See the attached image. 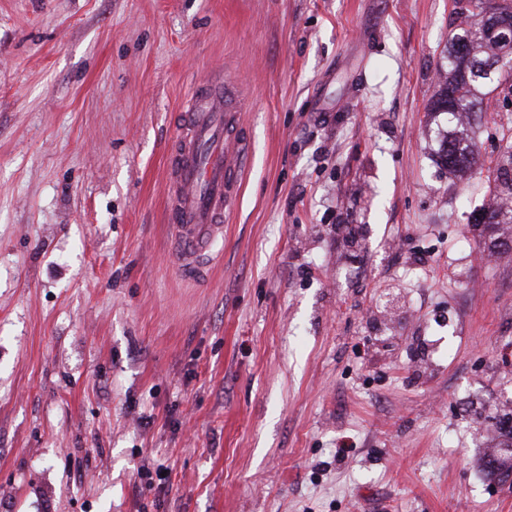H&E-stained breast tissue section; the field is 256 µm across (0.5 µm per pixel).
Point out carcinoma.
Segmentation results:
<instances>
[{"label": "carcinoma", "mask_w": 512, "mask_h": 512, "mask_svg": "<svg viewBox=\"0 0 512 512\" xmlns=\"http://www.w3.org/2000/svg\"><path fill=\"white\" fill-rule=\"evenodd\" d=\"M489 3L490 0H468L467 6L460 8L462 23L477 16L481 17V22L451 35L448 69L439 75L438 91L430 108L432 112L448 114V134L440 141L437 163L455 176L470 172L477 164L478 155L469 129L476 118L489 110L485 101L497 90L507 96L512 94V66L496 72L491 79L486 76L475 78L476 66L497 57L501 50L499 41L489 36L486 30ZM494 195L512 199L511 145L506 146L496 163ZM473 221L489 232L491 246H501V236L512 229V206L500 202L490 204L477 212ZM497 425L502 441L497 444L496 454L488 460L487 468L491 474H509L512 460L505 449L512 447V413L503 414Z\"/></svg>", "instance_id": "cac0c4a2"}]
</instances>
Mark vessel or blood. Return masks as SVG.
Returning a JSON list of instances; mask_svg holds the SVG:
<instances>
[{
    "label": "vessel or blood",
    "mask_w": 512,
    "mask_h": 512,
    "mask_svg": "<svg viewBox=\"0 0 512 512\" xmlns=\"http://www.w3.org/2000/svg\"><path fill=\"white\" fill-rule=\"evenodd\" d=\"M245 109L235 82L196 86L168 152L171 253L180 276L192 282L207 280L211 246L223 238L224 217L239 195Z\"/></svg>",
    "instance_id": "obj_1"
}]
</instances>
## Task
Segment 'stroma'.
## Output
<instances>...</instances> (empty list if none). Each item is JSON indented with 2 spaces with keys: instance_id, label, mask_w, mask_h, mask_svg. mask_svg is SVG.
<instances>
[{
  "instance_id": "1",
  "label": "stroma",
  "mask_w": 512,
  "mask_h": 512,
  "mask_svg": "<svg viewBox=\"0 0 512 512\" xmlns=\"http://www.w3.org/2000/svg\"><path fill=\"white\" fill-rule=\"evenodd\" d=\"M456 9L0 0V512H512V258L468 222L512 98L435 163ZM226 79L250 145L198 285L165 155ZM509 424V427H505ZM497 425L499 427L500 436L503 438L494 448H500L487 462V468L490 474L505 473L509 475L512 470L511 461L509 456L511 453L503 452L502 448L507 451H512V413H505L499 418ZM510 447V448H509Z\"/></svg>"
}]
</instances>
